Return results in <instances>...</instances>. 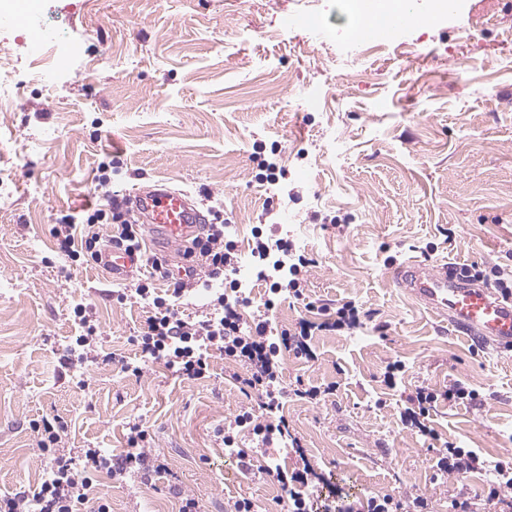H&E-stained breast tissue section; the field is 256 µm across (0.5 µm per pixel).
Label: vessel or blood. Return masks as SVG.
Returning <instances> with one entry per match:
<instances>
[{
    "mask_svg": "<svg viewBox=\"0 0 512 512\" xmlns=\"http://www.w3.org/2000/svg\"><path fill=\"white\" fill-rule=\"evenodd\" d=\"M125 202L130 217L146 230L151 261L162 269L172 268L175 260L183 259L211 216L206 203L162 180L129 191ZM99 262L112 277L120 279L132 276L137 267L134 256L116 248L104 250ZM390 275L412 299L445 317L455 329L497 350L512 349V299L463 279L445 263L411 259L393 267Z\"/></svg>",
    "mask_w": 512,
    "mask_h": 512,
    "instance_id": "obj_1",
    "label": "vessel or blood"
}]
</instances>
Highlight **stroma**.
I'll return each instance as SVG.
<instances>
[{
  "mask_svg": "<svg viewBox=\"0 0 512 512\" xmlns=\"http://www.w3.org/2000/svg\"><path fill=\"white\" fill-rule=\"evenodd\" d=\"M0 26V495L39 486L47 469L34 423L64 422L66 456L121 455L132 423L146 427L159 468L125 483L99 473L93 494L112 512H231L251 499L281 512L262 474L309 461L314 493L348 475L333 498H428L448 512L458 490L469 512H489L488 472L436 469L447 443L512 457V351L454 334L388 277L415 258L512 272V0H405L415 23L351 43L346 0H24ZM71 44L32 51L40 25ZM123 162L131 189L167 179L224 210L228 237L249 259L254 231L273 225L313 258L305 299L266 310L257 284L242 326L269 318V336L322 322L320 305L355 302L353 330L318 331L308 360L284 351L283 415L304 457L264 448L248 468L227 455L223 430L251 404L244 362L212 352L190 379L144 361L133 338L152 306L134 279L57 252L49 233L62 211L106 204L95 183L103 151ZM282 174L259 176L261 159ZM98 319L95 361H70L77 305ZM402 362L395 385L384 374ZM142 366L132 375V366ZM462 382L471 403L438 401L430 434L400 414L416 388ZM335 385L313 402L299 388Z\"/></svg>",
  "mask_w": 512,
  "mask_h": 512,
  "instance_id": "1",
  "label": "stroma"
}]
</instances>
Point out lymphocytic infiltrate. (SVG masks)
Returning a JSON list of instances; mask_svg holds the SVG:
<instances>
[{
    "label": "lymphocytic infiltrate",
    "instance_id": "lymphocytic-infiltrate-1",
    "mask_svg": "<svg viewBox=\"0 0 512 512\" xmlns=\"http://www.w3.org/2000/svg\"><path fill=\"white\" fill-rule=\"evenodd\" d=\"M97 224L113 226V235L101 239L93 231ZM50 234L58 249L73 260L83 257L97 261L102 248L107 245L135 255L141 252L142 227L126 216L116 195L112 196L107 207L88 206L62 214L52 225ZM200 253L209 269L208 278L199 282L191 277L171 278L169 297L156 295L157 273H149L137 281L136 294L151 299L153 305L147 329L137 340L143 356L164 362L166 366L194 379L204 377L210 368L209 358L201 350V342L215 345L225 357L245 362L249 372L240 380L241 390L259 393L263 412L256 415L248 410L243 411L237 418L238 423L250 425L261 445L288 444L294 453H301V443L293 437L288 421L281 413L284 391L278 356L281 350L287 349L297 356L313 358L314 352L308 343L313 330L354 329L360 325L363 311L354 303L346 302L337 306L319 325L304 321L300 324L299 333L271 341L266 320H257L246 330L240 327L238 307L247 303L248 298L235 278L239 257L234 243L224 238L223 220L210 224L200 243ZM217 281L224 282L226 290L212 299L214 313L209 319L192 322L178 315L173 306L174 300L193 294L200 288L212 287ZM441 398L454 402L473 401L477 394L459 383L442 391L418 388L409 398L407 421L413 426H420L430 408ZM150 439L147 429L133 424L127 436L129 450L123 458L115 460L101 449L89 448L85 451L83 467L77 468L73 466L71 458L60 452V430L49 424L43 425L39 431L38 446L51 464L50 473L34 490L0 495V512H112L107 499L91 495L95 473L104 470L112 478L119 479L133 466L147 467ZM437 466L451 475L483 468L490 470L492 478L486 496L490 502L498 500L502 492L512 489V459L492 462L481 458L475 451L464 452L451 445L439 458ZM267 472L285 493L288 512H313V498L302 491L308 483L310 467L290 472L276 464L268 467Z\"/></svg>",
    "mask_w": 512,
    "mask_h": 512
}]
</instances>
